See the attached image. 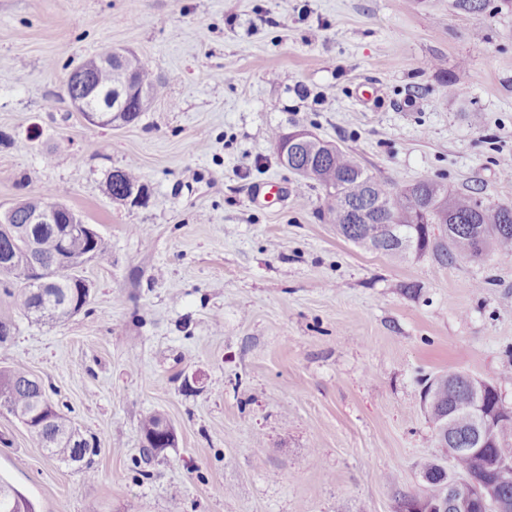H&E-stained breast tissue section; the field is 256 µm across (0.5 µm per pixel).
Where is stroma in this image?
<instances>
[{
  "label": "stroma",
  "mask_w": 512,
  "mask_h": 512,
  "mask_svg": "<svg viewBox=\"0 0 512 512\" xmlns=\"http://www.w3.org/2000/svg\"><path fill=\"white\" fill-rule=\"evenodd\" d=\"M107 46L167 84L112 128L65 91ZM298 128L380 180L512 203V0H0V210L52 189L112 252L62 323L0 291V369L100 442L87 471L0 411V476L35 512H398L436 452L425 377L512 406V257L356 246L279 159ZM131 161L135 207L105 191ZM153 413L177 438L146 458Z\"/></svg>",
  "instance_id": "obj_1"
}]
</instances>
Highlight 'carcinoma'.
<instances>
[{"label": "carcinoma", "mask_w": 512, "mask_h": 512, "mask_svg": "<svg viewBox=\"0 0 512 512\" xmlns=\"http://www.w3.org/2000/svg\"><path fill=\"white\" fill-rule=\"evenodd\" d=\"M132 69L133 86L145 89L148 100L165 95V84L149 66L133 56L127 60ZM92 85L108 91L117 82L116 72L108 68L91 71ZM306 156L295 160L292 172L299 176L301 193L319 186L330 223L348 240L391 257L408 254L421 256L432 251L442 265L457 257L478 259L488 249L512 255V205H484L472 195L452 192L433 180H422L397 187L370 175L349 153L334 146L314 163L313 173L305 170ZM120 185L106 179L112 199L121 200L118 187L144 188L142 176L133 164L119 170ZM53 199L51 190L16 203L15 214L25 212ZM443 227L442 238H432L431 227ZM66 225L39 224L35 244L44 258L42 273L19 260L0 269V288L21 290L24 310L47 324L64 321L89 301V289L80 277L81 263L72 259L63 247ZM85 249L92 260L111 263V251L101 236ZM48 285L37 288V281ZM9 396L15 411L32 418L30 432L50 456L88 465L86 457L98 452L96 438L83 439L75 447L63 442L74 431L71 420L58 411L45 395V388L22 369L0 370V395ZM423 409L435 432L438 453L422 466L425 486L418 494H404L400 505L414 500L436 503L448 498L449 484L468 480L490 482L500 456L499 447L512 441V410L499 407L494 383L472 379L458 370H450L429 381L423 392ZM481 409L492 420L485 435H478L474 414ZM0 512H33L32 504L7 480L0 477Z\"/></svg>", "instance_id": "carcinoma-1"}]
</instances>
